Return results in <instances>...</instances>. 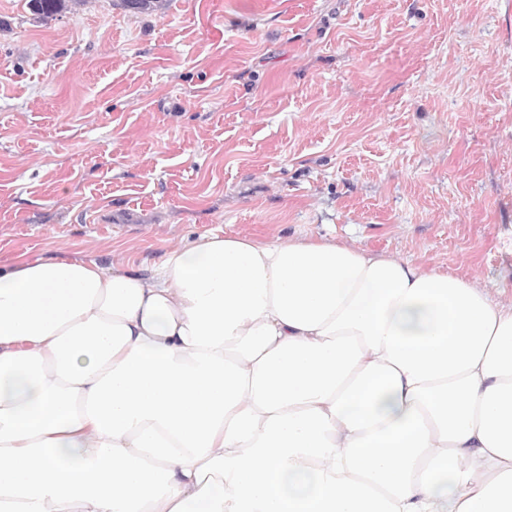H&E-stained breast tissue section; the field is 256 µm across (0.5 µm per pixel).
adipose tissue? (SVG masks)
<instances>
[{
	"mask_svg": "<svg viewBox=\"0 0 512 512\" xmlns=\"http://www.w3.org/2000/svg\"><path fill=\"white\" fill-rule=\"evenodd\" d=\"M0 512H512V301L321 237L17 258Z\"/></svg>",
	"mask_w": 512,
	"mask_h": 512,
	"instance_id": "obj_1",
	"label": "adipose tissue"
}]
</instances>
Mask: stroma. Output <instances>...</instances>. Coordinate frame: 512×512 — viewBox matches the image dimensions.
Instances as JSON below:
<instances>
[{
    "label": "stroma",
    "mask_w": 512,
    "mask_h": 512,
    "mask_svg": "<svg viewBox=\"0 0 512 512\" xmlns=\"http://www.w3.org/2000/svg\"><path fill=\"white\" fill-rule=\"evenodd\" d=\"M508 0H0V264L323 237L512 299ZM28 4L36 22L46 25L56 19L65 7V0H28Z\"/></svg>",
    "instance_id": "obj_1"
}]
</instances>
